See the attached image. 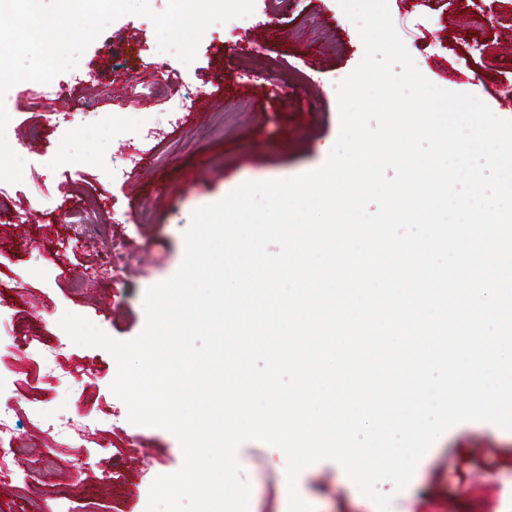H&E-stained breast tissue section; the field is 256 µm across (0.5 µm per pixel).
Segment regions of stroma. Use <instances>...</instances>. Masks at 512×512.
Here are the masks:
<instances>
[{
  "label": "stroma",
  "instance_id": "1",
  "mask_svg": "<svg viewBox=\"0 0 512 512\" xmlns=\"http://www.w3.org/2000/svg\"><path fill=\"white\" fill-rule=\"evenodd\" d=\"M398 33L422 74L434 85L480 98L495 116L512 120V0H388ZM483 25H475V18ZM362 41L337 0H295L285 14L268 13L257 0L249 17L210 26L195 60L159 55L155 28L128 14L110 25L80 58L86 72L70 94L24 81L5 96L12 141L26 158L21 182L0 196V214L27 209L21 224L0 221V314L15 315L18 340L50 350L66 344L74 374L85 389V409H107L112 429L67 442L15 420L20 448L11 476H0V512H145L156 477L183 464L178 439L168 430L138 426L111 390L116 362L103 348L71 343L59 321L70 312L109 336L130 340L145 325L146 290L180 267L192 212L221 200L248 181L288 179L327 159L340 133L337 77L361 62ZM154 74L180 76L203 89L204 117L182 113L169 123L165 106L136 97L103 103V121L75 123L49 132L56 112H81L105 92L122 96L114 72L137 77L144 64ZM298 70L285 85L270 64ZM163 127L164 139L143 164L120 181L112 170L135 144L127 117ZM43 127L30 142L28 131ZM121 212L120 224L107 223ZM84 248L75 250L72 240ZM112 256L111 270L101 260ZM61 385L48 374L0 372V402L37 398L53 413ZM90 458L91 473L74 476L75 457ZM256 512H280L282 470L271 445L245 441L238 450ZM122 467L121 481L101 471ZM302 488L317 512H365L344 469L332 460L311 465ZM390 512H512V430L481 421L448 428L419 461L408 494L390 482Z\"/></svg>",
  "mask_w": 512,
  "mask_h": 512
}]
</instances>
